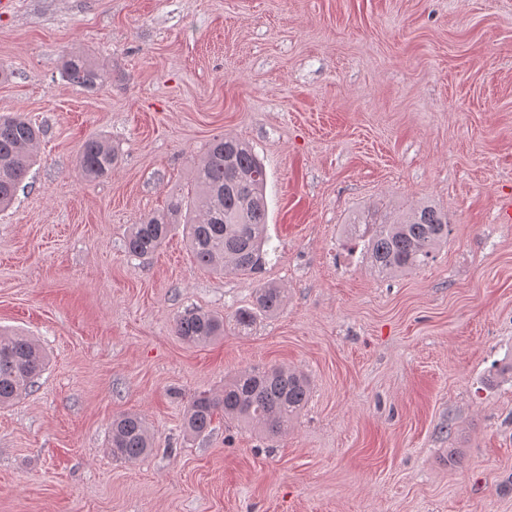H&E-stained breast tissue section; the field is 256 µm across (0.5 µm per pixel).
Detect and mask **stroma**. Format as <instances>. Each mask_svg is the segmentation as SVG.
<instances>
[{"label": "stroma", "mask_w": 512, "mask_h": 512, "mask_svg": "<svg viewBox=\"0 0 512 512\" xmlns=\"http://www.w3.org/2000/svg\"><path fill=\"white\" fill-rule=\"evenodd\" d=\"M105 72L62 79L64 53ZM43 130L0 212V327L49 363L0 406V512H512V0H11L0 114ZM253 145L267 173L261 274H214L182 234L130 257V227L190 191L207 143ZM110 139L84 181L82 143ZM452 232L428 265L383 276L345 226L420 203ZM280 313L193 346L176 319L230 315L259 283ZM283 366L313 383L269 437L190 399ZM149 455L113 458L115 416ZM459 460L449 463V449ZM118 162V152L105 137H90L81 145L78 166L85 180L93 181L111 174ZM109 447L113 457L132 461L154 447V438L142 416L123 414L112 421Z\"/></svg>", "instance_id": "obj_1"}]
</instances>
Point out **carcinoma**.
I'll return each instance as SVG.
<instances>
[{
  "label": "carcinoma",
  "mask_w": 512,
  "mask_h": 512,
  "mask_svg": "<svg viewBox=\"0 0 512 512\" xmlns=\"http://www.w3.org/2000/svg\"><path fill=\"white\" fill-rule=\"evenodd\" d=\"M61 75L88 89L96 87L102 77L98 64L81 52L65 56ZM38 144L39 130L30 120L20 114L0 116V211L12 205L35 163ZM118 162V152L105 137H90L81 145L78 166L88 181L111 174ZM193 182L194 195L176 196L166 212L132 226L124 241L127 254L153 255L174 226L180 225L199 267L217 274L261 271L269 255L265 249L269 244L267 175L253 148L235 137L214 139L195 169ZM348 228L355 244L382 275L430 263L451 232L447 215L428 204L393 220L371 212ZM283 301L282 289L260 286L252 301L232 315L234 327L251 329L258 319L277 313ZM224 327L223 316L193 311L176 320L175 333L188 343L205 345L223 336ZM46 364L45 351L32 338L0 330V404L26 393ZM310 393V379L294 370H245L225 381L224 391L217 396L206 391L194 395L185 411V429L195 437L207 433L221 409L225 417L244 426L278 435L298 417ZM109 447L112 456L132 461L154 447V438L142 416L123 414L112 421Z\"/></svg>",
  "instance_id": "carcinoma-1"
}]
</instances>
